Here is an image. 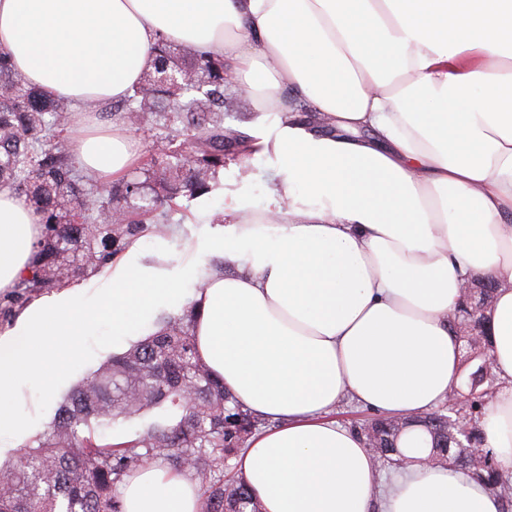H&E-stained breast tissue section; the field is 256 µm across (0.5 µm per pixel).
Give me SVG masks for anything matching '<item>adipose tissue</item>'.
Segmentation results:
<instances>
[{
  "mask_svg": "<svg viewBox=\"0 0 512 512\" xmlns=\"http://www.w3.org/2000/svg\"><path fill=\"white\" fill-rule=\"evenodd\" d=\"M223 58L257 112L274 179L255 211L186 240L168 268L131 242L101 288L26 307L0 335V447L21 439V379L62 386L108 321L149 335L175 298L200 357L244 410L271 420L236 460L262 512H502L467 472L427 463L417 434L389 487L346 399L413 418L458 380L448 326L465 281L496 284L487 335L500 389L480 421L512 471V0H0V50L74 107V162L106 182L140 143L98 106L137 85L159 40ZM316 108L299 121V101ZM41 216L0 189V292L27 275ZM122 512H203L198 481L149 466Z\"/></svg>",
  "mask_w": 512,
  "mask_h": 512,
  "instance_id": "obj_1",
  "label": "adipose tissue"
}]
</instances>
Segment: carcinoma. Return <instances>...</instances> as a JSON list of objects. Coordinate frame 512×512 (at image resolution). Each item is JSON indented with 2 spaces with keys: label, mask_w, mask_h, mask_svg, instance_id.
<instances>
[{
  "label": "carcinoma",
  "mask_w": 512,
  "mask_h": 512,
  "mask_svg": "<svg viewBox=\"0 0 512 512\" xmlns=\"http://www.w3.org/2000/svg\"><path fill=\"white\" fill-rule=\"evenodd\" d=\"M181 69L193 80L180 88L154 81L139 83L123 101L130 117L162 131L181 148L152 153L131 174L106 187L82 174L59 138L72 126L70 104L26 83L0 52V186L28 198L43 217L31 276L0 301V322L9 323L32 296L64 288L112 262L146 231L167 230L165 206L179 196L208 193L228 161H245L254 150L250 138L224 125V61L186 48L158 43L145 75ZM494 299V283L476 281L474 297L463 300L450 327L484 335ZM190 311L159 322L152 335L110 357L77 385L59 405L51 426L30 437L17 457L0 465V512H122L119 485L134 471L165 463L177 474L190 473L201 484L206 512H260L245 486L226 477L224 468L247 447L265 419L240 409L224 384L202 362L191 332ZM489 345L461 346L459 375L484 363ZM192 389L194 405L186 404ZM490 393L465 399L470 420L487 407ZM148 414L153 420L132 440L114 442L104 429L122 418ZM460 418L452 405L402 429L375 418L368 443L374 456L401 465L400 440L413 428L430 437L429 458L489 483L512 507V477L484 447L481 430L471 425L464 439L448 432Z\"/></svg>",
  "instance_id": "cac0c4a2"
}]
</instances>
